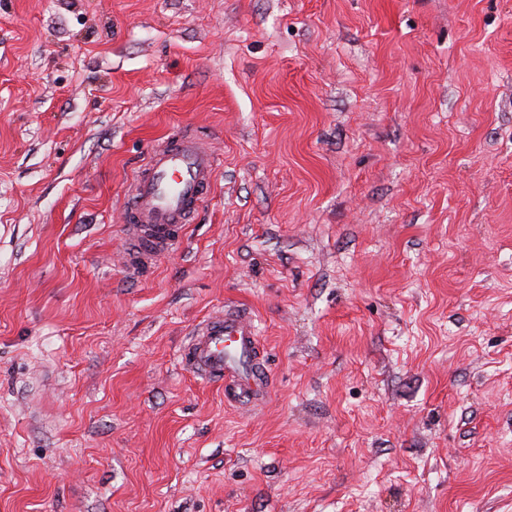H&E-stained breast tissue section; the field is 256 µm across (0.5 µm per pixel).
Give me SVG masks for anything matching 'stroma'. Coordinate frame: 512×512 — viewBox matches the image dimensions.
<instances>
[{
    "label": "stroma",
    "mask_w": 512,
    "mask_h": 512,
    "mask_svg": "<svg viewBox=\"0 0 512 512\" xmlns=\"http://www.w3.org/2000/svg\"><path fill=\"white\" fill-rule=\"evenodd\" d=\"M228 305L259 404L179 358ZM0 512H512V0H0ZM216 169L203 131L167 136L151 148L128 191L123 231L130 277L146 276L180 247L187 225L212 193Z\"/></svg>",
    "instance_id": "stroma-1"
}]
</instances>
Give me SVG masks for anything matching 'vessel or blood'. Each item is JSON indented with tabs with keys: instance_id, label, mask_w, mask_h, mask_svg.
Returning <instances> with one entry per match:
<instances>
[{
	"instance_id": "1",
	"label": "vessel or blood",
	"mask_w": 512,
	"mask_h": 512,
	"mask_svg": "<svg viewBox=\"0 0 512 512\" xmlns=\"http://www.w3.org/2000/svg\"><path fill=\"white\" fill-rule=\"evenodd\" d=\"M216 169L210 136L202 131L168 136L151 148L128 191L124 243L130 277L146 276L180 247L187 225L213 190ZM256 344L252 318L230 307L192 336L182 361L198 375L223 382L225 399H255L267 387V367L255 359Z\"/></svg>"
}]
</instances>
